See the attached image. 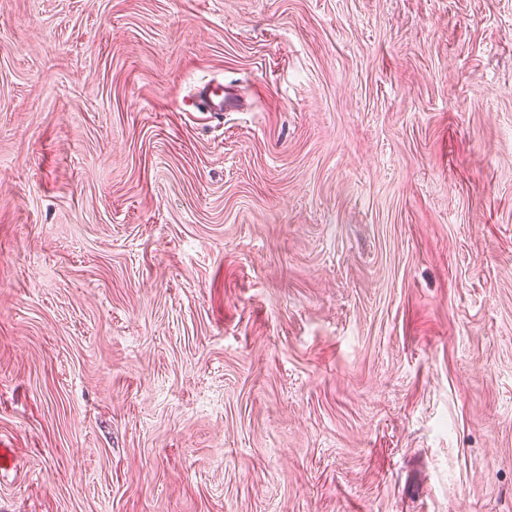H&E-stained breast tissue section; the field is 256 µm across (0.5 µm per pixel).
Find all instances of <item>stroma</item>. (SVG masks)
Returning <instances> with one entry per match:
<instances>
[{"label":"stroma","mask_w":512,"mask_h":512,"mask_svg":"<svg viewBox=\"0 0 512 512\" xmlns=\"http://www.w3.org/2000/svg\"><path fill=\"white\" fill-rule=\"evenodd\" d=\"M0 448V512H512V0H0Z\"/></svg>","instance_id":"stroma-1"}]
</instances>
